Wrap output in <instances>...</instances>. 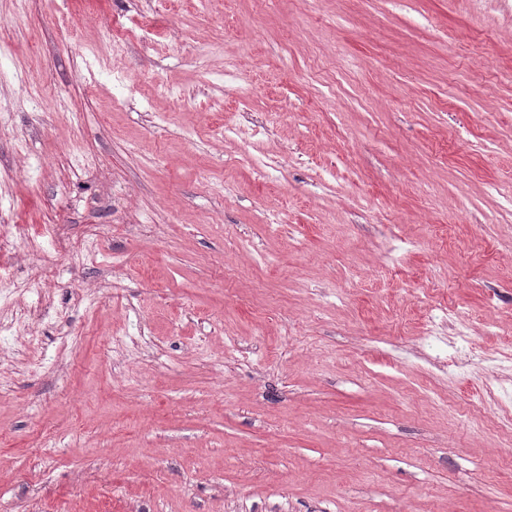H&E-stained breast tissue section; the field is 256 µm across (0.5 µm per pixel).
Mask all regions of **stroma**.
Listing matches in <instances>:
<instances>
[{
  "mask_svg": "<svg viewBox=\"0 0 512 512\" xmlns=\"http://www.w3.org/2000/svg\"><path fill=\"white\" fill-rule=\"evenodd\" d=\"M1 37L0 224L45 233L0 276V512H512V0Z\"/></svg>",
  "mask_w": 512,
  "mask_h": 512,
  "instance_id": "stroma-1",
  "label": "stroma"
}]
</instances>
